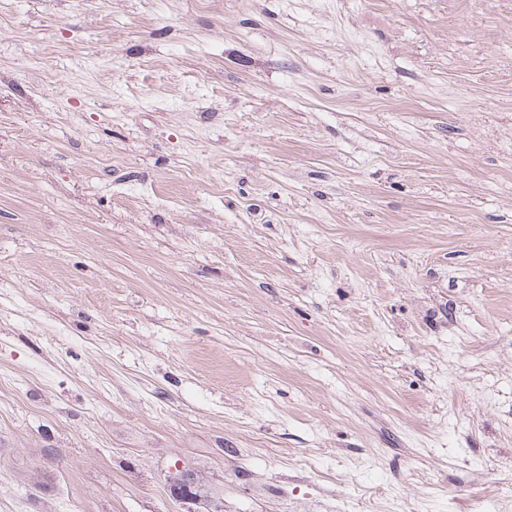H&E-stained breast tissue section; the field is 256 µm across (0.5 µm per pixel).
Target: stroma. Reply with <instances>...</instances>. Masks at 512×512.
<instances>
[{"label":"stroma","instance_id":"obj_1","mask_svg":"<svg viewBox=\"0 0 512 512\" xmlns=\"http://www.w3.org/2000/svg\"><path fill=\"white\" fill-rule=\"evenodd\" d=\"M0 512H512V0H0Z\"/></svg>","mask_w":512,"mask_h":512}]
</instances>
